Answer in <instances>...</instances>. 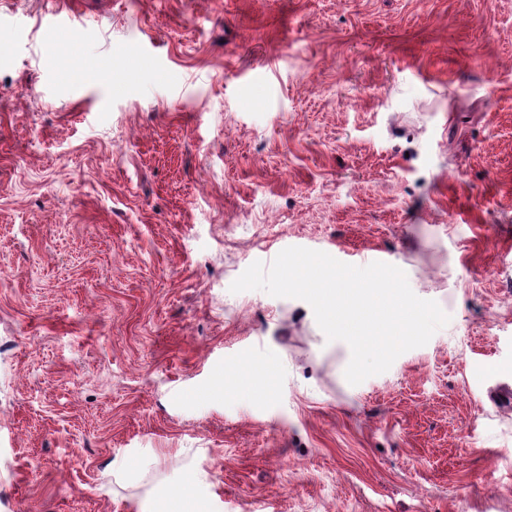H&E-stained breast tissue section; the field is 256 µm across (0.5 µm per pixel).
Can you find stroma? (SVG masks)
Segmentation results:
<instances>
[{
    "label": "stroma",
    "instance_id": "35a3bbf8",
    "mask_svg": "<svg viewBox=\"0 0 512 512\" xmlns=\"http://www.w3.org/2000/svg\"><path fill=\"white\" fill-rule=\"evenodd\" d=\"M292 246L450 321L350 385ZM504 387L512 0H0V512H512ZM169 512H207V500L198 484L189 487L185 493L174 502L171 507L165 508Z\"/></svg>",
    "mask_w": 512,
    "mask_h": 512
}]
</instances>
